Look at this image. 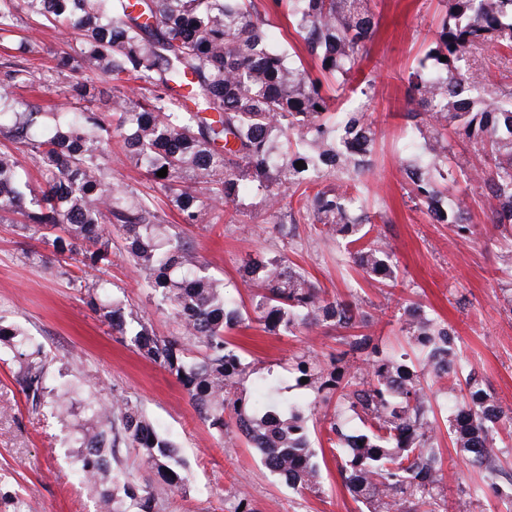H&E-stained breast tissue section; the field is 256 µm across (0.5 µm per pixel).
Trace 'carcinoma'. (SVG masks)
<instances>
[{"instance_id":"obj_1","label":"carcinoma","mask_w":512,"mask_h":512,"mask_svg":"<svg viewBox=\"0 0 512 512\" xmlns=\"http://www.w3.org/2000/svg\"><path fill=\"white\" fill-rule=\"evenodd\" d=\"M443 16L424 57L406 77L410 108L404 113L419 139L405 146L403 178L414 206L433 224L472 235L468 193L450 199L448 187L475 184L489 201L484 215L512 230V86L489 87L478 56L512 49V0H442ZM302 39V60L274 47L270 12L256 0H6L0 34L21 15L73 32L80 43L76 91L79 112H45L16 101L32 84L26 66L0 62V220L51 244L54 251H84L88 267L112 264V245L150 288L160 309L178 321L185 345L153 334L141 320L127 321L112 282L102 276L83 285L89 305L112 333L129 339L148 359L174 375L199 416L224 435L235 426L256 448L266 468L297 491L313 490L320 469L307 426L306 402L282 400L264 380L267 401L252 408L235 398L246 367L228 333L244 322L229 291L233 284L209 273L184 230L165 224L154 197L136 195L106 176L112 139L126 159L146 168L180 212L196 224L211 203L236 204L263 197L275 222L279 188L297 197L289 224H279L290 249L296 224L312 221L336 239L342 261L369 279L394 288L397 268L388 243L373 231L365 182L376 158V132L363 108L330 111L329 91L342 89L359 69L378 19L374 0H272ZM446 61H440V57ZM115 82L107 111L93 107L94 77ZM145 81L151 96L137 97L129 83ZM468 156L450 164L454 147ZM40 170L43 186L17 184L20 159ZM305 167H295L297 162ZM167 168V176L157 172ZM336 184L310 192L319 178ZM244 281L257 288L253 311L263 330L295 336L314 328L341 332L344 350L327 365L309 355L293 359L296 382L325 401L336 399L328 440L335 447L345 486L367 512H435L442 458L435 447L439 421L472 469L506 473L512 448L497 442L498 427L512 423V407L486 389L483 376L464 363L456 330L438 315L409 302L399 320L423 350L380 349L369 331L371 315L358 299L328 296L288 257L258 254L243 265ZM18 361L16 382L34 409L70 414L81 422L69 441L77 448V477L93 488L99 512H155L162 496L184 486L173 443L158 433L124 397L78 400L77 386H49L50 361L19 328L0 322V347ZM464 388L463 401L434 409L430 380ZM138 448L159 481L138 489L119 483L112 460L119 448Z\"/></svg>"}]
</instances>
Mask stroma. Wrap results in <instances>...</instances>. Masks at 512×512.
Here are the masks:
<instances>
[{"label": "stroma", "instance_id": "stroma-1", "mask_svg": "<svg viewBox=\"0 0 512 512\" xmlns=\"http://www.w3.org/2000/svg\"><path fill=\"white\" fill-rule=\"evenodd\" d=\"M375 6L380 26L360 71L377 83L368 114L377 133L379 162L368 179V199L386 213V223L376 224L375 230L395 254L401 284L393 290L381 288L361 272L338 264L335 240L320 235L311 224H299L305 247L288 252L289 258L328 295L358 297L372 316L374 336L397 351L410 349L397 319L404 300L418 301L447 319L488 391L512 406V306L502 294L512 280L499 269L500 255L512 250V235L486 224L488 203L481 197L473 208L475 228L469 241H462L447 225L429 223L409 199L400 171L409 132L402 117L407 98L400 76L423 53L426 38L435 30L439 0H375ZM35 37V51L21 60L36 81V96L44 104L64 103L82 75L59 67L58 58L78 54L79 44L51 27L38 29ZM109 167L113 183L157 194L146 170L125 159L120 143L112 145ZM239 208L258 225V232L243 233L228 223L221 209L208 208L189 235L210 273L238 283V294L246 303L251 291L239 284L244 259L259 251L273 255L284 249L278 233L265 226L259 197H242ZM25 249L18 227L0 223V319L41 345L54 383L79 386L85 396L127 397L175 443L186 482L165 496L157 512H226L240 495L254 512H358L340 474L337 452L327 441L334 402L317 404L309 416L320 483L314 490L297 492L263 466L258 450L247 447L235 428L216 434L175 376L113 335L74 283L81 274L79 255L60 256L45 246L36 260ZM106 277L126 317L148 322L157 336L177 337L176 323L157 309L125 256L113 254ZM337 336L332 328L279 336L264 332L253 320L232 331L231 339L249 366L238 397L252 403L270 371L282 377V397L297 396L298 388L286 376L289 360L302 354L328 359L340 349ZM15 370L10 356L0 357V512L15 496L25 498L29 512H97L96 496L74 476L76 451L68 441L69 417L33 410L14 380ZM437 443L443 461L444 512H500L492 492L473 496L482 479L468 472L447 434H439Z\"/></svg>", "mask_w": 512, "mask_h": 512}]
</instances>
